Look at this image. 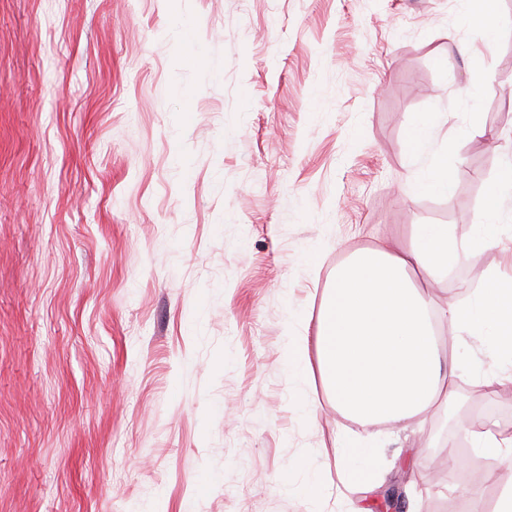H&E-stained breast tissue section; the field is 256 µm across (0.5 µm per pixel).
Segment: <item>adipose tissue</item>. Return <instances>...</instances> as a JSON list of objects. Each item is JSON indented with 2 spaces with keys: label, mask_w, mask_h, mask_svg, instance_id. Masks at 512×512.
I'll list each match as a JSON object with an SVG mask.
<instances>
[{
  "label": "adipose tissue",
  "mask_w": 512,
  "mask_h": 512,
  "mask_svg": "<svg viewBox=\"0 0 512 512\" xmlns=\"http://www.w3.org/2000/svg\"><path fill=\"white\" fill-rule=\"evenodd\" d=\"M441 112L412 120L407 139L422 160L417 186L451 198L454 182L447 150L437 149L434 130ZM483 222L467 237L447 224H416L407 247L385 245L354 254L339 268L318 319L317 362L309 364L295 345L289 368L306 381L318 368L341 412L368 425L407 422L426 415L454 395L458 353L441 348L438 332L450 325L487 339L499 364L490 386L512 383V274L495 269L470 300L437 305L428 287L448 276L461 253L484 251L502 242L500 228L512 222V158L501 162L485 187ZM463 431L470 459L512 458V436L485 430L474 418Z\"/></svg>",
  "instance_id": "1"
}]
</instances>
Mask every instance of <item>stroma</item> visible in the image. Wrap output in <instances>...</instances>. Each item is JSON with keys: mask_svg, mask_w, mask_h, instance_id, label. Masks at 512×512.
Wrapping results in <instances>:
<instances>
[{"mask_svg": "<svg viewBox=\"0 0 512 512\" xmlns=\"http://www.w3.org/2000/svg\"><path fill=\"white\" fill-rule=\"evenodd\" d=\"M491 10L492 31L456 0H0V512H373L392 486L399 512H460L485 489L486 462L452 473L446 411L356 423L288 342L315 348L353 252L479 221L512 156V0ZM431 112L449 200L415 185ZM490 269L512 247L461 255L434 299ZM457 343L452 407L512 428L484 341ZM343 435L381 469L340 473Z\"/></svg>", "mask_w": 512, "mask_h": 512, "instance_id": "35a3bbf8", "label": "stroma"}]
</instances>
